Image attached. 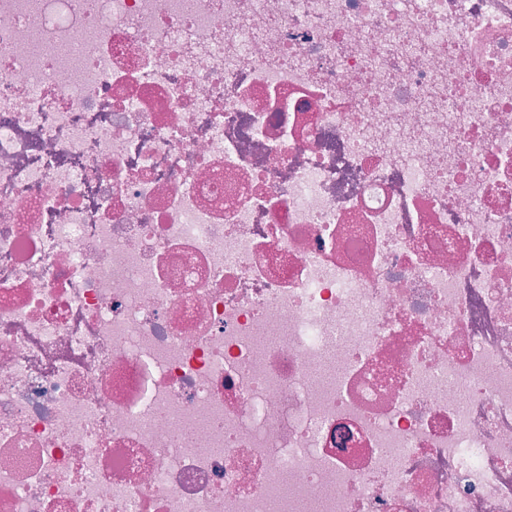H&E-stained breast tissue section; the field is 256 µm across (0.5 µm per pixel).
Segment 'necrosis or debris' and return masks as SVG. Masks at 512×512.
<instances>
[{
  "instance_id": "4bbe7bcc",
  "label": "necrosis or debris",
  "mask_w": 512,
  "mask_h": 512,
  "mask_svg": "<svg viewBox=\"0 0 512 512\" xmlns=\"http://www.w3.org/2000/svg\"><path fill=\"white\" fill-rule=\"evenodd\" d=\"M0 512H512V0H0Z\"/></svg>"
}]
</instances>
